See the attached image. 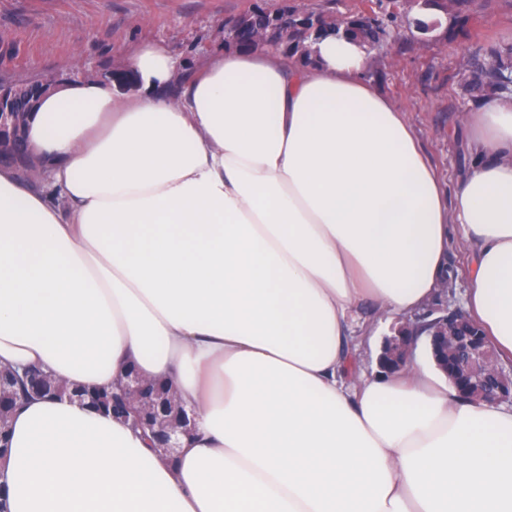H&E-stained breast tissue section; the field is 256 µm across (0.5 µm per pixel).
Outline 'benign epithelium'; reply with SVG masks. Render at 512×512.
I'll return each mask as SVG.
<instances>
[{
    "instance_id": "7a95c632",
    "label": "benign epithelium",
    "mask_w": 512,
    "mask_h": 512,
    "mask_svg": "<svg viewBox=\"0 0 512 512\" xmlns=\"http://www.w3.org/2000/svg\"><path fill=\"white\" fill-rule=\"evenodd\" d=\"M327 19L310 12H290L288 8L267 18L264 25L255 28L240 19L231 24L236 38L259 44L288 46L289 33L296 29L311 31ZM69 79L63 72H34L22 80L21 86L29 93L26 107L19 112L13 92L0 87V161L15 167L37 168L34 151L26 134H15V129L27 125L28 115L40 98L54 86ZM433 357L457 392L465 399L485 402H512V368L498 365L495 354L478 333L468 332V321L460 310H443L433 319L427 334ZM414 325L406 322L398 334L387 339L379 357L380 368L388 373L405 366L410 348L417 341ZM112 399L132 409L141 426L151 432L156 447L168 458L180 448V436L189 433L191 423L187 411L172 398L149 388L142 379L129 370L121 378L120 389L112 392Z\"/></svg>"
}]
</instances>
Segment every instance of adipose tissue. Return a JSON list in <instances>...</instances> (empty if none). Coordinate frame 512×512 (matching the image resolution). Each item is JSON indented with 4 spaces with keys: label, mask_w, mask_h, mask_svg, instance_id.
<instances>
[{
    "label": "adipose tissue",
    "mask_w": 512,
    "mask_h": 512,
    "mask_svg": "<svg viewBox=\"0 0 512 512\" xmlns=\"http://www.w3.org/2000/svg\"><path fill=\"white\" fill-rule=\"evenodd\" d=\"M268 46L183 73L129 50L125 90L75 77L27 136L48 190L0 167V366L73 386L128 366L195 427L162 460L63 400L9 421L7 512H512V403L414 360L354 377L362 307L403 316L467 251L466 316L512 359V94L464 113L452 194L359 42Z\"/></svg>",
    "instance_id": "1"
}]
</instances>
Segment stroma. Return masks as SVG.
<instances>
[{
    "label": "stroma",
    "mask_w": 512,
    "mask_h": 512,
    "mask_svg": "<svg viewBox=\"0 0 512 512\" xmlns=\"http://www.w3.org/2000/svg\"><path fill=\"white\" fill-rule=\"evenodd\" d=\"M287 2L304 11L345 13L360 0H0V82L43 70L120 68L125 50L145 42L163 43L193 68L223 49L218 34L225 21L257 7L274 13ZM505 34L512 36V0H477L461 41L448 42L434 32L411 49L385 46L372 53V67L384 69L376 89L407 112L445 192L453 191L471 162L461 142L460 116L471 98L457 73L459 48L485 51ZM465 266L463 246L451 244L444 303L449 309L464 307ZM444 304L435 299L429 307ZM398 324L390 316L359 312L352 326L359 345L356 374H378L382 346Z\"/></svg>",
    "instance_id": "stroma-1"
}]
</instances>
